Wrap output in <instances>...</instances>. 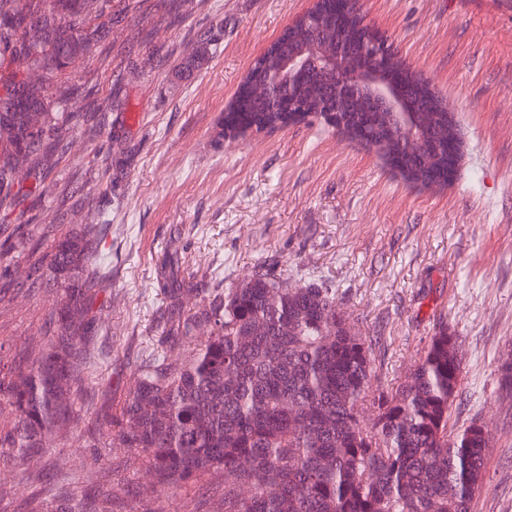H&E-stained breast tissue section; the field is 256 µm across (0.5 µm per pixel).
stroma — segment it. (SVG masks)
Here are the masks:
<instances>
[{"label": "stroma", "mask_w": 512, "mask_h": 512, "mask_svg": "<svg viewBox=\"0 0 512 512\" xmlns=\"http://www.w3.org/2000/svg\"><path fill=\"white\" fill-rule=\"evenodd\" d=\"M131 2L112 0L109 34L129 66L88 54L45 83L53 97L75 86L106 103L104 123L75 117L41 202L0 210V243L25 227L0 276V368L40 356L53 332L59 291L29 284L33 255L96 220L108 255L78 366L80 421L28 459L0 456V512H55L67 498L83 512L95 490L105 512H224L223 473L154 488L137 454L84 428L118 412L164 331L259 271L336 288L377 338L387 390L448 326L463 363L450 423L479 421L492 438L473 512H512V396L498 375L512 348V0H360L454 115L464 160L445 188L407 182L319 122L223 138L253 61L312 0H157L148 14Z\"/></svg>", "instance_id": "obj_1"}]
</instances>
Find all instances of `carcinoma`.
Wrapping results in <instances>:
<instances>
[{"mask_svg":"<svg viewBox=\"0 0 512 512\" xmlns=\"http://www.w3.org/2000/svg\"><path fill=\"white\" fill-rule=\"evenodd\" d=\"M0 15L16 18L14 27L0 28V59L23 58L47 74L63 71L68 57L92 50L110 31L98 22L74 37L79 0H0ZM320 16L312 42L284 40L280 53L316 57L341 38L357 63H375L378 80L406 89L414 136L434 155L426 180L448 185L462 144L441 100L409 71L368 55V31L343 0H321ZM251 70V86L237 92L224 114L226 132L286 127L288 114L333 96L331 83L311 66L281 76L275 95L285 111L273 112L264 91L267 69L256 61ZM0 82V208L9 209L18 197L35 195L36 181L49 174L40 166L41 151L63 132L70 92L60 94L54 114L42 84L15 70ZM18 88L44 117L35 136L30 113L11 101ZM346 109L356 136L386 140L384 157L393 169L417 172L418 157L401 145L406 135L398 116L378 113L362 96ZM24 165L35 180L27 188L13 181ZM92 244L90 229L61 237L46 264L32 267L33 281L54 282L62 296L44 353L0 375V401L10 407L1 453L23 458L45 447L58 423L75 417L72 384L94 335L100 292ZM201 324L209 336L186 361L172 368L152 355L120 413L108 420L112 439L142 456L159 483L175 489L222 470L232 476L224 482V512H472L491 441L474 421L449 428L462 361L448 327L430 337L421 364L389 394L372 390L378 379L373 339L352 330L337 308L336 289L321 283L290 288L258 272L184 318L176 334L187 339ZM368 396L366 423L357 405Z\"/></svg>","mask_w":512,"mask_h":512,"instance_id":"carcinoma-1","label":"carcinoma"}]
</instances>
